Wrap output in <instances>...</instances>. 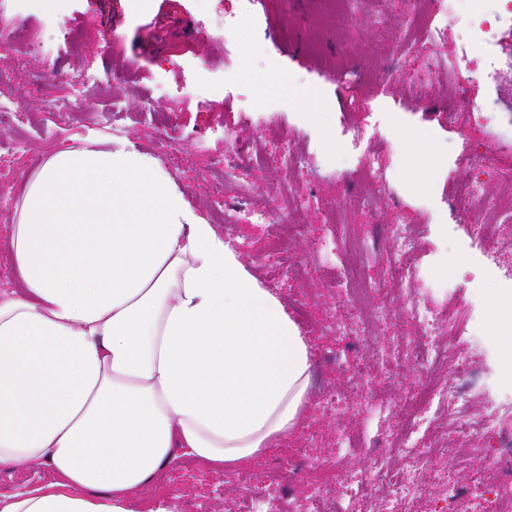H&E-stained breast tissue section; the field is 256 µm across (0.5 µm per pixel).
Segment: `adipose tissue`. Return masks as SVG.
<instances>
[{"mask_svg": "<svg viewBox=\"0 0 512 512\" xmlns=\"http://www.w3.org/2000/svg\"><path fill=\"white\" fill-rule=\"evenodd\" d=\"M0 291V512H137L189 456L234 473L310 410L314 353L278 293L152 154L90 133L13 204ZM38 477L48 480L50 474L42 467L27 466L15 473H0V491L11 490L22 485L26 480L35 481Z\"/></svg>", "mask_w": 512, "mask_h": 512, "instance_id": "ef3b65f1", "label": "adipose tissue"}]
</instances>
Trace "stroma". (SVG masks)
I'll return each mask as SVG.
<instances>
[{
	"instance_id": "1",
	"label": "stroma",
	"mask_w": 512,
	"mask_h": 512,
	"mask_svg": "<svg viewBox=\"0 0 512 512\" xmlns=\"http://www.w3.org/2000/svg\"><path fill=\"white\" fill-rule=\"evenodd\" d=\"M117 24L104 21L101 0H0V63L12 70L0 85V104L21 118L0 124V193L18 198L25 180L54 150L82 145L89 132L126 137L156 156L187 199L271 288L310 336L315 350L311 399L326 391L348 393L350 409L309 412L316 435L299 463L284 451L250 468L259 492L275 496L279 512H291L295 496L318 492L320 512H345L343 494L354 477L367 476L399 420L406 392L425 380L427 367L413 363L375 375L365 362L380 346L398 349L416 324L403 318L407 291L386 277L388 232L402 224L414 231L412 291L436 317L458 311L464 327L455 341L488 385L474 394L475 412L465 418L432 409L427 438L447 427L449 444L469 441L474 455L400 456L404 475L425 473L417 512H433L445 495L444 478L471 484L482 469L481 449L494 438L478 429L476 411L485 397L512 391V339L497 325L512 309L481 247L468 237L469 219L456 210L457 183L477 177L482 153L512 161V73L498 84L483 80L481 56L470 57L459 82L466 105L449 104L448 64L459 57L469 32L468 0L454 19L432 18L443 27L438 43L409 45L404 24L419 0H352L349 22L336 33L329 0H113ZM165 21L167 36L151 37L148 24ZM191 20L192 37L181 34ZM433 61L431 79L418 81L415 61ZM361 70V82H337L339 68ZM311 92L316 108L298 100ZM492 114L475 121L468 105ZM363 130L359 142L346 134L348 121ZM290 140L310 156L301 171L268 161ZM240 156L236 177L218 179L213 156ZM380 156L388 186L371 206L359 207L364 158ZM481 177V176H478ZM486 198L499 199V180L483 176ZM248 188L264 207L262 224L227 223L219 205ZM307 205L289 213L290 199ZM335 210L339 221L329 223ZM306 227L288 243L287 262L268 259L289 224ZM364 242L365 277L397 312L395 320L367 333L352 329V343L334 334L351 304L341 259L349 241ZM179 497L187 512H232L237 488L223 474L180 459L152 488Z\"/></svg>"
}]
</instances>
